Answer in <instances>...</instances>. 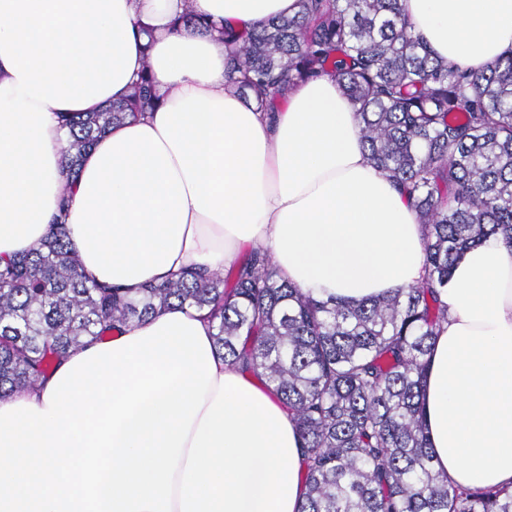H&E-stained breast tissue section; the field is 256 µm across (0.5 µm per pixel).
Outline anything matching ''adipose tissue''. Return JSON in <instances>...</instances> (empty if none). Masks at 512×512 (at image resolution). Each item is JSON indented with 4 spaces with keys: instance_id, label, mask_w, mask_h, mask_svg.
Returning <instances> with one entry per match:
<instances>
[{
    "instance_id": "adipose-tissue-1",
    "label": "adipose tissue",
    "mask_w": 512,
    "mask_h": 512,
    "mask_svg": "<svg viewBox=\"0 0 512 512\" xmlns=\"http://www.w3.org/2000/svg\"><path fill=\"white\" fill-rule=\"evenodd\" d=\"M435 53L479 68L512 50V0H403ZM298 0H0V258L42 244L63 191V112L121 100L150 67L161 102L83 156L69 235L86 274L138 289L231 265L261 246L313 296L367 301L423 274V229L367 159L335 81L300 83L274 113L231 91L218 36ZM423 399L449 483L512 486V248L463 250ZM197 312L167 309L70 350L0 398V512H298V431L216 352Z\"/></svg>"
}]
</instances>
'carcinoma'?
<instances>
[{
    "instance_id": "cac0c4a2",
    "label": "carcinoma",
    "mask_w": 512,
    "mask_h": 512,
    "mask_svg": "<svg viewBox=\"0 0 512 512\" xmlns=\"http://www.w3.org/2000/svg\"><path fill=\"white\" fill-rule=\"evenodd\" d=\"M181 22L213 27L190 11ZM228 83L258 107L327 75L355 108L371 163L424 228V274L368 302L318 300L255 246L243 261L188 269L131 294L89 279L69 238L68 190L108 127L157 105L142 71L122 101L60 115L66 180L39 249L0 265V398L32 389L73 348L163 309L206 311L224 363L293 414L306 492L299 512H512V489L448 484L434 467L422 387L448 319L439 289L458 253L490 234L512 246V52L481 69L439 56L402 0H300L293 17L224 28Z\"/></svg>"
}]
</instances>
